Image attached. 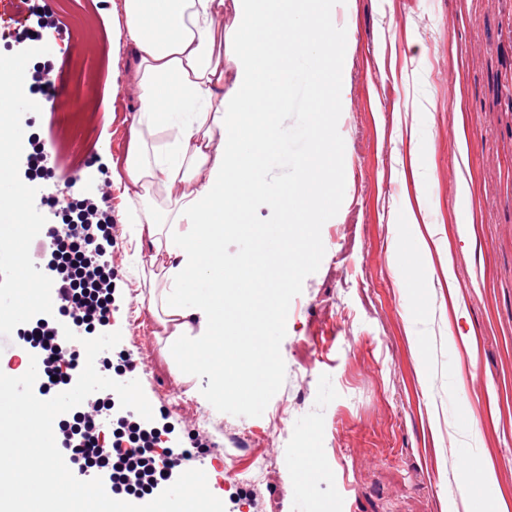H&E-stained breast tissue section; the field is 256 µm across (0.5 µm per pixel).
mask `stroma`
Wrapping results in <instances>:
<instances>
[{
  "mask_svg": "<svg viewBox=\"0 0 512 512\" xmlns=\"http://www.w3.org/2000/svg\"><path fill=\"white\" fill-rule=\"evenodd\" d=\"M70 2L94 36L70 37V15L57 11L56 84L70 88V64L84 59L104 108L81 114L82 137L58 113L27 114L58 146L45 190L61 208L75 176L123 157L136 108L127 96L119 112L107 110L112 57L125 47L113 0ZM334 10L348 41L332 128L340 201L309 228L311 255L288 284L271 340L227 320L222 356L251 358L225 381L233 401L207 406L209 378L167 354L148 310L151 286L126 268L132 239L115 188L109 329L122 340L114 352L136 363L172 446L194 450L188 468L223 478L224 451L239 446L238 478L220 492L225 512H443L459 476L476 489L456 512H494L477 483L489 458L499 495L512 503V0H335ZM221 27L225 89L238 72L270 69L252 98L250 124H264L271 99L291 98L296 73L274 37L245 39L233 0ZM467 207L474 222L462 234ZM280 220L260 201L242 216L225 211V250ZM430 224L450 244L454 279L415 285L395 258L412 246V226ZM40 250V238L20 239V263L0 261V291L37 271ZM414 337L431 367L425 381ZM270 351L259 402L236 401ZM260 463L262 478L250 482Z\"/></svg>",
  "mask_w": 512,
  "mask_h": 512,
  "instance_id": "obj_1",
  "label": "stroma"
}]
</instances>
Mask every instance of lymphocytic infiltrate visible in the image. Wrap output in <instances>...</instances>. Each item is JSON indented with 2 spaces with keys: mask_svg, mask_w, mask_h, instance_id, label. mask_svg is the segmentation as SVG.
Wrapping results in <instances>:
<instances>
[{
  "mask_svg": "<svg viewBox=\"0 0 512 512\" xmlns=\"http://www.w3.org/2000/svg\"><path fill=\"white\" fill-rule=\"evenodd\" d=\"M102 196L83 201L76 222L45 224L52 246L46 267L55 293L53 310L28 321L0 345V364L13 376L31 361L40 364L35 395L46 397L73 386L81 349L65 338L59 316L85 333L108 326L112 317V269L104 259L112 217ZM165 429L115 402L111 393L91 394L59 421L58 447L78 476L101 478L113 494L148 502L175 482L189 451L167 447Z\"/></svg>",
  "mask_w": 512,
  "mask_h": 512,
  "instance_id": "f902f5d3",
  "label": "lymphocytic infiltrate"
}]
</instances>
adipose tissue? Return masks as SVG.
<instances>
[{"label":"adipose tissue","instance_id":"obj_1","mask_svg":"<svg viewBox=\"0 0 512 512\" xmlns=\"http://www.w3.org/2000/svg\"><path fill=\"white\" fill-rule=\"evenodd\" d=\"M331 0H245L250 17L287 36L292 21H308L322 52L309 61L299 89L309 110L294 129L272 130L281 146L297 145V177L290 188L265 184L264 198L284 222L273 231L275 258L264 287L239 289V320L270 331L287 297L280 281L299 272L306 253L297 242L337 203L328 134L339 108L344 75L336 62L347 42L337 31ZM226 0H122V33L134 70L138 110L119 170L122 212L136 242L127 256L135 274L164 285L157 323L172 357L188 355L212 379L204 400L224 404V372L216 338L224 333V205L252 179L242 157H230L229 132L241 113L224 108V34L216 21ZM151 255H144V248Z\"/></svg>","mask_w":512,"mask_h":512}]
</instances>
